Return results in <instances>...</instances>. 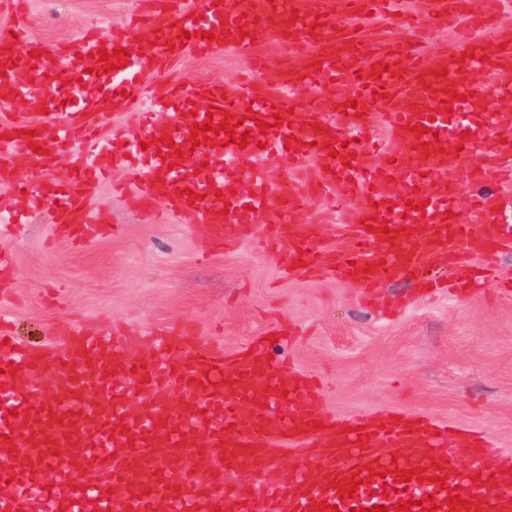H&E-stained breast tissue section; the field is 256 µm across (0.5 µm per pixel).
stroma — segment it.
<instances>
[{"label":"stroma","mask_w":512,"mask_h":512,"mask_svg":"<svg viewBox=\"0 0 512 512\" xmlns=\"http://www.w3.org/2000/svg\"><path fill=\"white\" fill-rule=\"evenodd\" d=\"M139 0H23L0 4V27L16 23L52 49L84 33H107L129 21ZM232 50L210 57L188 51L151 83L223 82L243 76ZM114 173L91 203L118 236L75 247L53 236L51 205L0 223V249L15 264L0 301L17 339L32 350L51 348L62 322H112L139 327L178 326L220 339L225 355L269 329L296 331L293 341L268 345L274 361L292 360L323 385L325 408L343 417L393 410L484 433L512 451V295L495 283L466 298L412 301L409 281L376 287L372 305L359 285L330 276L284 273L279 257L258 237L208 247V228L193 219L153 222L137 189H123ZM320 246L344 242L338 212L309 200L299 217Z\"/></svg>","instance_id":"1"}]
</instances>
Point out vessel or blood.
Here are the masks:
<instances>
[{
    "instance_id": "1",
    "label": "vessel or blood",
    "mask_w": 512,
    "mask_h": 512,
    "mask_svg": "<svg viewBox=\"0 0 512 512\" xmlns=\"http://www.w3.org/2000/svg\"><path fill=\"white\" fill-rule=\"evenodd\" d=\"M141 2L142 21L104 37L83 35L63 50H43L19 25L0 29V62L15 61L32 78L21 85L1 76L0 96L46 120L33 136L6 129L0 181L11 183L14 165L45 172L73 152L68 186L47 177L28 189L12 183L14 196L30 203L43 196L55 201L52 224L59 237L85 243L117 233V226L89 214L88 201L112 168L123 167L157 215L194 216L218 243L249 238L264 226L271 247L287 241L284 266H298L305 277L329 274L368 292L404 277L435 293L462 296L493 274L500 251L512 249V198L496 190L512 182V166L504 162L512 155V127L484 93L446 100L470 72L500 76V95L512 96L505 0H429L425 15L408 22L412 35L391 41L361 37L349 22L360 14L398 12L400 0H199L195 18L182 0ZM435 28L455 31L452 52H419L415 32ZM184 31L189 37L183 41ZM210 31L215 37L209 41ZM270 38L292 62L276 92L264 84L267 61L255 52ZM118 46L127 50V64L102 70L99 50ZM230 47L249 73L233 93L217 81L163 93L146 82L184 49L215 55ZM376 64L382 71L375 78ZM88 67L96 81L108 83V95L82 97L63 120L46 112L43 82L63 74L81 83ZM333 83L348 86L357 110L347 113L344 128L319 132L318 113L338 107L337 99L321 93ZM298 86L320 95L291 108L283 93ZM138 108L149 114L138 136L116 130L111 139L100 137L97 122ZM191 111L201 123L241 118L234 133L248 135V146L227 142L222 130L194 143L193 123L184 119ZM373 111L386 119L396 148L370 152L351 137ZM157 114L170 116V124L155 123ZM416 124L425 134L413 133ZM162 138L172 140L174 153L161 152ZM188 147L197 156L192 168L176 156ZM285 159L319 168L312 194L344 210L360 202L358 223L344 227L347 250L319 249L311 229L297 221L303 196L283 202L274 193L269 175ZM463 174L483 187L470 202L474 225L456 212ZM420 201L421 211L415 208ZM273 211L277 223L262 225ZM376 219L387 222L389 233L368 232ZM473 256L482 265L470 266ZM432 265L447 270V280H429L425 270ZM5 338L0 329V466L6 470L0 512H308L313 502L364 512L384 505L393 510L402 500L411 502L410 512H421L418 502L427 496L440 512H449L444 502L453 496L465 500L461 512H512L511 451L475 431L409 414L398 420L366 415L352 423L329 415L316 381L272 364L265 347L229 359L215 340L160 332L133 353L114 329L85 324L64 328L58 349L32 351ZM43 377L53 385L34 389ZM130 382L140 395L133 414L124 406ZM246 403L254 412L244 422L239 409ZM12 409L17 417H9ZM280 448L298 452L296 472L281 474L274 461ZM191 456L205 463V479L184 478ZM239 467L249 479H228L227 471ZM416 467L425 469L426 482L392 475ZM139 470L146 483L132 481ZM437 476L445 478V488L434 484ZM353 477L363 484L342 499L339 487Z\"/></svg>"
}]
</instances>
